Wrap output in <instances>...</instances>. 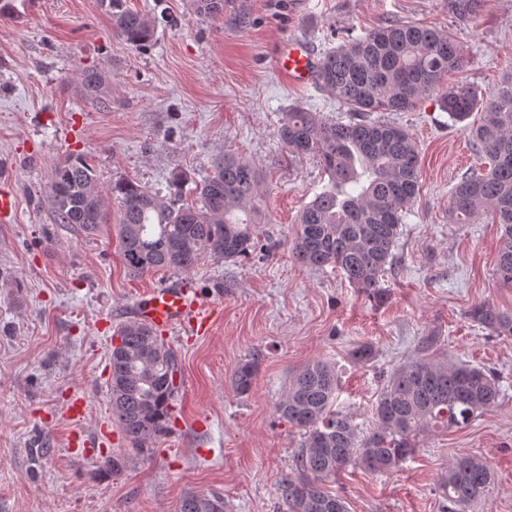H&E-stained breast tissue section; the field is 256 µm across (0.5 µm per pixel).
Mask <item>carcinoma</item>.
Listing matches in <instances>:
<instances>
[{
    "mask_svg": "<svg viewBox=\"0 0 512 512\" xmlns=\"http://www.w3.org/2000/svg\"><path fill=\"white\" fill-rule=\"evenodd\" d=\"M114 34L144 48L155 36V20L102 0ZM196 13L224 11V0H192ZM466 65L464 47L449 31L415 24L382 25L362 37L347 38L320 57L317 85L338 98L352 119L344 123L321 112L296 107L285 113L278 135L292 156H313L327 184L302 210L291 253L301 265L330 266L377 303L385 300L381 279L393 264L394 248L409 205L419 191L420 155L413 135L384 118L409 112L435 94L443 111L471 135L480 160L463 173L448 202L452 224H473L485 213L500 227L495 276L512 286V76L479 95L469 86L449 85L451 71ZM480 111V122L469 121ZM184 174L169 193L154 192L119 179L103 190L95 168L80 155L55 166L49 200L59 224L91 234L109 223L104 194L120 206L118 247L131 276L167 269L191 272L206 258L237 260L263 250L257 216L263 203L261 174L246 158L220 154L212 171L196 185L198 203L177 205ZM468 318L498 336L512 337V313L488 300L471 306ZM109 386L112 421L140 457L170 430L176 352L145 325L129 321L117 329ZM257 359L239 362L232 374L235 392L246 395ZM335 367L316 360L297 369L276 405L278 415L302 435L290 471L280 478L279 512H327L345 501L324 483L350 465L387 473L399 470L424 437L463 429L495 408L502 397L493 371L460 361L419 358L387 377L373 408V428L359 431L353 417L336 409ZM494 471L481 458L456 456L440 483L450 512H472L497 490ZM180 512H224V498L187 493Z\"/></svg>",
    "mask_w": 512,
    "mask_h": 512,
    "instance_id": "obj_1",
    "label": "carcinoma"
}]
</instances>
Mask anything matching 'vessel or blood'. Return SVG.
Segmentation results:
<instances>
[{
    "label": "vessel or blood",
    "instance_id": "vessel-or-blood-1",
    "mask_svg": "<svg viewBox=\"0 0 512 512\" xmlns=\"http://www.w3.org/2000/svg\"><path fill=\"white\" fill-rule=\"evenodd\" d=\"M275 70L298 84L312 83L318 71V60L308 45L294 39L283 46L273 59ZM209 313L200 305L196 293L185 283L175 282L158 286L136 307L135 319L155 332L166 333L179 326L206 332Z\"/></svg>",
    "mask_w": 512,
    "mask_h": 512
}]
</instances>
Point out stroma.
I'll use <instances>...</instances> for the list:
<instances>
[{"instance_id":"obj_1","label":"stroma","mask_w":512,"mask_h":512,"mask_svg":"<svg viewBox=\"0 0 512 512\" xmlns=\"http://www.w3.org/2000/svg\"><path fill=\"white\" fill-rule=\"evenodd\" d=\"M126 2L155 18L149 48L114 35L99 0H29L20 17L0 18V195L15 202L0 221V512H179L189 492L222 496L226 512H279L278 483L301 442L275 411L290 373L313 360L334 366L336 405L365 433L387 376L423 356L494 370L500 405L463 430L426 437L397 472L350 467L327 489L348 512H448L439 484L468 452L498 477L483 512H512V338L489 335L466 315L483 300L512 313V287L494 275L492 217L448 221L450 191L476 163L467 133L433 96L390 113L417 141L420 189L381 280L387 299L372 302L338 272L301 266L289 253L300 210L328 178L315 159L289 157L279 121L296 106L334 118L346 112L330 93L288 81L271 64L291 38L319 55L336 46L338 29L358 37L389 21L420 23L452 32L465 49L467 65L449 82L487 93L512 75V0H481L471 18L457 14L455 0H224L223 14L209 18L190 0ZM87 70L105 78L98 96L84 91ZM222 151L258 166L259 221L271 248L234 262L207 258L181 277L212 324L202 335L184 327L165 337L181 365L173 430L145 458L113 431L104 453L126 463L99 474L98 460L76 448L102 440L112 417L114 328L178 277L128 276L112 198L98 233L56 223L46 199L51 172L75 153L104 188L125 178L163 191L184 173L186 204L196 199L192 182ZM426 336L437 339L427 350ZM361 343L373 350L365 363L350 357ZM251 356L258 370L241 396L232 372Z\"/></svg>"}]
</instances>
